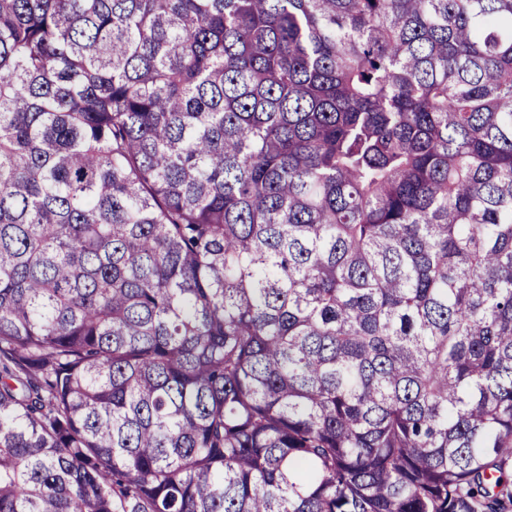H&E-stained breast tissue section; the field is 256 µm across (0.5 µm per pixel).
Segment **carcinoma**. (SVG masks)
<instances>
[{
    "label": "carcinoma",
    "mask_w": 512,
    "mask_h": 512,
    "mask_svg": "<svg viewBox=\"0 0 512 512\" xmlns=\"http://www.w3.org/2000/svg\"><path fill=\"white\" fill-rule=\"evenodd\" d=\"M512 0H0V512H512Z\"/></svg>",
    "instance_id": "carcinoma-1"
}]
</instances>
